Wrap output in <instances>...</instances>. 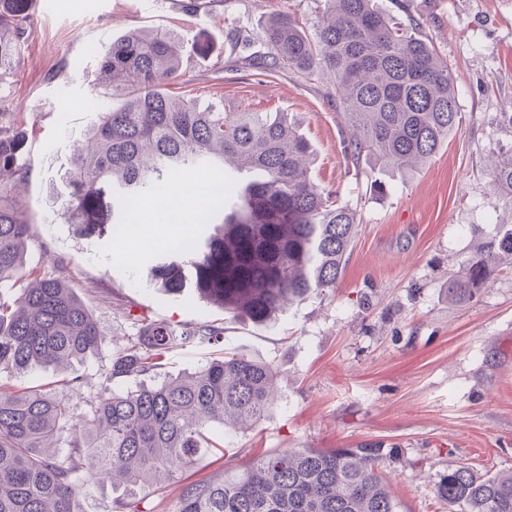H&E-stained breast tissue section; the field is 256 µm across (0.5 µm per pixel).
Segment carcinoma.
<instances>
[{
	"instance_id": "cac0c4a2",
	"label": "carcinoma",
	"mask_w": 512,
	"mask_h": 512,
	"mask_svg": "<svg viewBox=\"0 0 512 512\" xmlns=\"http://www.w3.org/2000/svg\"><path fill=\"white\" fill-rule=\"evenodd\" d=\"M311 29L286 12L263 28L270 65L331 81L344 124V153L407 173L457 134L455 81L417 25L372 0H325ZM23 0L0 13V82L14 74L23 45ZM186 43L174 32L132 31L99 54L98 95L122 92L73 149L65 205L71 223L94 208L98 185L112 183V223L167 192L172 180L213 168L212 191L193 200L197 224L224 214V237L206 256L196 288L224 312L258 324L286 306L336 287L358 221L313 182L314 152L285 112H226L175 98ZM28 162L25 136L0 124V285L21 279L31 223L20 202ZM491 186L512 196V148L490 165ZM512 260V224L485 235L462 270L448 276V301L466 303L487 283L491 264ZM224 327L174 328L151 322L112 359L108 385L81 425L63 397L6 382L36 368L81 361L107 342L69 287L63 268L0 292V512H77L86 478L112 481L141 512L136 496L206 458L209 432L224 436L259 425L276 404L273 363L224 352L192 372L159 378L169 352L216 346ZM399 449L282 448L218 480L182 486L175 512H402L381 465ZM437 496L459 512H512V471L479 475L458 466L440 475Z\"/></svg>"
}]
</instances>
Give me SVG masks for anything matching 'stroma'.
Segmentation results:
<instances>
[{
	"label": "stroma",
	"instance_id": "stroma-1",
	"mask_svg": "<svg viewBox=\"0 0 512 512\" xmlns=\"http://www.w3.org/2000/svg\"><path fill=\"white\" fill-rule=\"evenodd\" d=\"M54 0L27 14L17 68L0 84V112L26 135L32 223L24 268L63 262L67 278L107 343L61 371L37 369L14 389L68 398L77 414L106 383L113 357L138 318L174 327L223 323L222 348L273 362L277 403L257 427L225 440L222 453L186 469L211 478L279 448L382 444L400 458L385 469L404 512H452L435 484L448 467L512 470V263L495 264L473 301L452 305L445 290L479 233L512 222V198L494 191L489 162L512 148V0H374L414 20L452 68L458 133L407 175L352 165L344 154L335 91L323 78L263 63L268 17L288 12L312 28L324 0ZM135 29L178 34L192 49L169 95L228 112H285L311 143L313 176L360 215L344 272L332 290L310 294L274 321L231 317L199 291L164 288L157 272L202 262L221 222L199 228L193 251L163 216L139 224V245H120L112 187L72 224L58 194L73 145L95 119L99 50ZM82 384L69 386L73 376Z\"/></svg>",
	"mask_w": 512,
	"mask_h": 512
}]
</instances>
